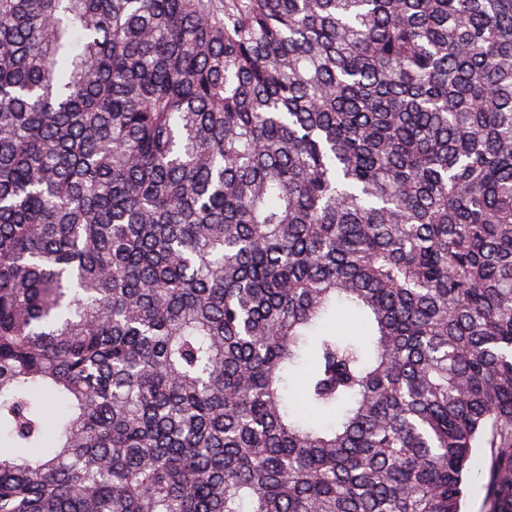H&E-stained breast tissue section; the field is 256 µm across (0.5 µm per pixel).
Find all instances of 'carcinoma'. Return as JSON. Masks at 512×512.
<instances>
[{
    "label": "carcinoma",
    "mask_w": 512,
    "mask_h": 512,
    "mask_svg": "<svg viewBox=\"0 0 512 512\" xmlns=\"http://www.w3.org/2000/svg\"><path fill=\"white\" fill-rule=\"evenodd\" d=\"M2 432L0 512H512V0H0ZM485 481L486 480L482 474H477L476 472H474L473 475L471 476L469 482L468 495L464 508L465 512H483V484L485 483Z\"/></svg>",
    "instance_id": "cac0c4a2"
}]
</instances>
